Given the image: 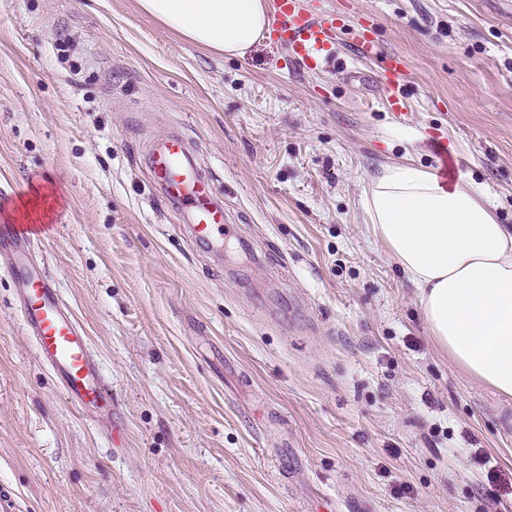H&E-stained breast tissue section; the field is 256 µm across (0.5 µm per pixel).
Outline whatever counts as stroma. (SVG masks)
<instances>
[{"label":"stroma","mask_w":512,"mask_h":512,"mask_svg":"<svg viewBox=\"0 0 512 512\" xmlns=\"http://www.w3.org/2000/svg\"><path fill=\"white\" fill-rule=\"evenodd\" d=\"M370 23L409 113L336 43L227 57L137 0H0V225L89 338L112 415L69 403L0 271V487L21 512H512V398L456 370L362 221L382 165L488 193L512 225L507 0H302ZM190 142L238 236L217 252L148 154Z\"/></svg>","instance_id":"stroma-1"}]
</instances>
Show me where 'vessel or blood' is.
<instances>
[{
    "instance_id": "b4317fda",
    "label": "vessel or blood",
    "mask_w": 512,
    "mask_h": 512,
    "mask_svg": "<svg viewBox=\"0 0 512 512\" xmlns=\"http://www.w3.org/2000/svg\"><path fill=\"white\" fill-rule=\"evenodd\" d=\"M272 4V33L299 66L311 71L327 68L336 60L338 38L348 36L356 56L377 61L387 110L400 117L407 114L409 76L398 53L382 50L359 24L337 23L334 13L306 9L301 0H272ZM149 168L163 196L188 215L192 239L223 247L231 235L228 217L209 179L193 161L187 139L169 135L150 154ZM34 230L31 224L0 226V269L19 284L17 302L24 324L71 404L82 409L111 407L112 393L82 328L62 302L55 278L33 256Z\"/></svg>"
}]
</instances>
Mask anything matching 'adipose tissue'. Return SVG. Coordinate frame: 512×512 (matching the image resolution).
<instances>
[{"label": "adipose tissue", "mask_w": 512, "mask_h": 512, "mask_svg": "<svg viewBox=\"0 0 512 512\" xmlns=\"http://www.w3.org/2000/svg\"><path fill=\"white\" fill-rule=\"evenodd\" d=\"M168 29L243 56L270 26L264 0H139ZM364 220L416 286L450 363L512 398V226L466 177L449 185L413 164L385 165L362 199Z\"/></svg>", "instance_id": "adipose-tissue-1"}]
</instances>
